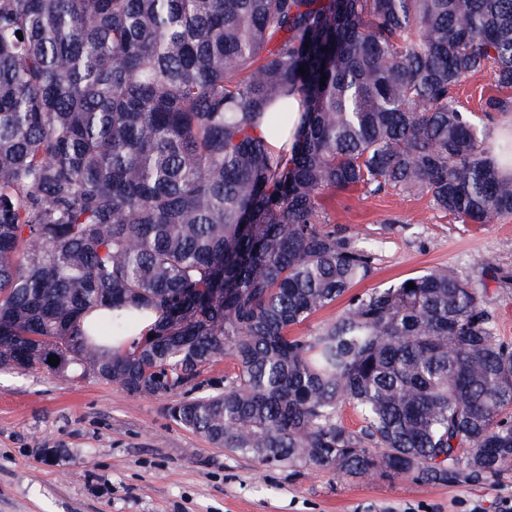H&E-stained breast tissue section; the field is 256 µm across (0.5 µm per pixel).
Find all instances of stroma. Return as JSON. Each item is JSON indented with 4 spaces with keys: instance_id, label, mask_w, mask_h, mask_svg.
Wrapping results in <instances>:
<instances>
[{
    "instance_id": "35a3bbf8",
    "label": "stroma",
    "mask_w": 512,
    "mask_h": 512,
    "mask_svg": "<svg viewBox=\"0 0 512 512\" xmlns=\"http://www.w3.org/2000/svg\"><path fill=\"white\" fill-rule=\"evenodd\" d=\"M333 224L375 244L356 292L449 266L484 293L512 342V217L461 224L429 197L389 189L327 193ZM230 361L162 396L42 365L0 367V512H504L512 469L476 483L351 478L236 456L170 418L182 400L223 390Z\"/></svg>"
}]
</instances>
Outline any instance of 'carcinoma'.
Wrapping results in <instances>:
<instances>
[{"label":"carcinoma","instance_id":"obj_1","mask_svg":"<svg viewBox=\"0 0 512 512\" xmlns=\"http://www.w3.org/2000/svg\"><path fill=\"white\" fill-rule=\"evenodd\" d=\"M485 70L512 89V0H0V366L55 355L160 396L229 358L223 391L169 407L229 453L442 485L511 468L512 344L455 269L291 335L373 272L326 193L512 216V176L456 101ZM292 93L302 119L276 152L259 125L282 134ZM98 307L161 318L108 356L73 331Z\"/></svg>","mask_w":512,"mask_h":512}]
</instances>
